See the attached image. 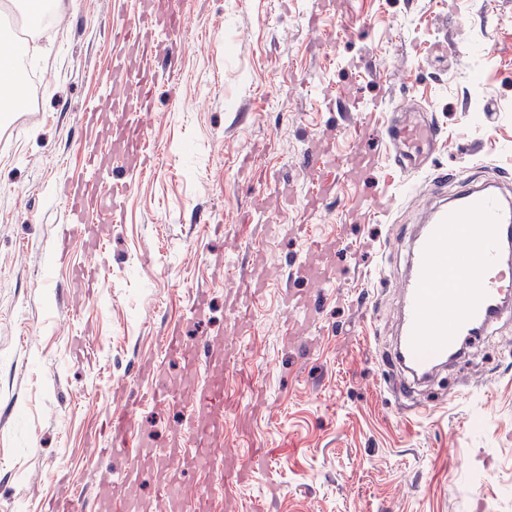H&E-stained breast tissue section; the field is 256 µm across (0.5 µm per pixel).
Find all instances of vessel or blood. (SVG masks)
Returning a JSON list of instances; mask_svg holds the SVG:
<instances>
[{
  "instance_id": "obj_1",
  "label": "vessel or blood",
  "mask_w": 512,
  "mask_h": 512,
  "mask_svg": "<svg viewBox=\"0 0 512 512\" xmlns=\"http://www.w3.org/2000/svg\"><path fill=\"white\" fill-rule=\"evenodd\" d=\"M111 36L125 54L140 56L145 63L135 71L122 65L114 68L104 92L113 112L111 128H104L97 112L84 113L89 139L108 135L112 154L105 157L90 152L91 178L68 181L62 189L69 235L86 238L94 248L100 244L101 232L85 223L86 207L93 203L111 217H118L122 201L135 178L143 173L150 152L144 127L129 123L125 115L150 111L157 84L151 61L158 57L171 59L179 52L177 42L170 39L145 43L138 21L113 28ZM384 132L390 162L410 175L428 172L433 154L444 141L434 116L418 110L410 116L391 115ZM374 164V156L362 151L349 156L308 157L306 174L312 186L308 211H318L331 189L324 178L327 169L360 181ZM383 196L380 189L357 194L353 200L355 213H380ZM510 246L512 189L500 182L463 186L429 211L425 224L411 240L408 275L401 285L399 335L390 354L401 375L400 387L411 389L429 382L439 370L459 359L463 338L485 335L501 319L512 315V259L505 256ZM340 249V244L331 240L312 241L306 258L294 266L293 279L326 284L334 275ZM283 304L289 314L288 334L292 340H299L317 322L318 307L289 290L284 293ZM164 351L166 357L183 361V382L190 388V403L206 413L210 421L194 428L188 440L175 443L161 455L147 442H140L134 460L158 472V499L186 504L187 512H212L209 487H199L189 499H182L176 478L167 473L168 466L178 462L211 469L219 463L225 484L241 485L266 465L268 453L259 449L246 459L228 456L217 461L214 435L224 412V380L217 377L196 385L195 352L184 343L179 330L168 333ZM131 437V409H115L111 448H128Z\"/></svg>"
}]
</instances>
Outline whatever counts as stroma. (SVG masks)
<instances>
[{
    "label": "stroma",
    "instance_id": "35a3bbf8",
    "mask_svg": "<svg viewBox=\"0 0 512 512\" xmlns=\"http://www.w3.org/2000/svg\"><path fill=\"white\" fill-rule=\"evenodd\" d=\"M159 20L179 10L181 46L158 63L150 168L122 204V223L101 251L63 233L59 184L88 174L81 119L99 106L122 55L109 27L133 18L138 0H60L50 31L30 28L26 104L0 113V512H48L70 487L76 512H101L100 466L122 480L109 512H164L155 476L131 475L132 452L99 463L105 420L140 398L133 436L170 447L195 415L166 359L168 328L188 342L206 336L229 353H203L196 380L224 370L223 451L273 453L270 468L226 486L220 471H185L212 488L214 512H512V319L477 337L408 397L387 361L408 272V245L435 198L460 187L458 171L512 182V0H153ZM456 50L443 53V42ZM387 70L378 82L375 69ZM364 105L369 143L384 154V112L424 105L446 135L436 167L448 180L403 174L379 162L363 185L401 196L386 215L352 213L360 189L329 173L332 193L308 212L304 162L325 149L360 148L343 133L345 113ZM341 239L311 351L288 339L277 288L230 309L226 275L283 280L309 236ZM99 266L94 281L80 264ZM206 291L196 317L193 299ZM160 365L175 398L146 402L142 361Z\"/></svg>",
    "mask_w": 512,
    "mask_h": 512
}]
</instances>
